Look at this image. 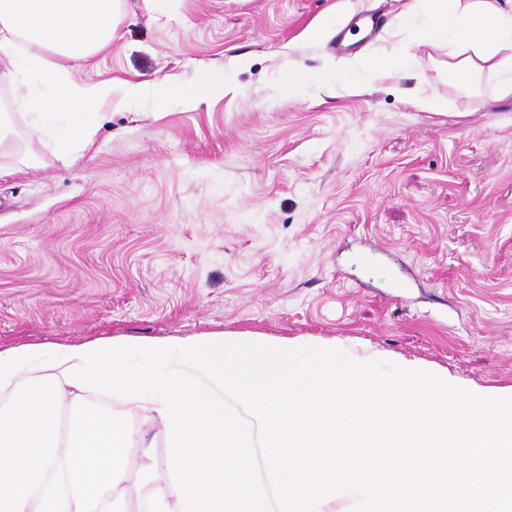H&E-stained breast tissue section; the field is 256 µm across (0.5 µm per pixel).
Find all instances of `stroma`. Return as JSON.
Wrapping results in <instances>:
<instances>
[{
  "mask_svg": "<svg viewBox=\"0 0 512 512\" xmlns=\"http://www.w3.org/2000/svg\"><path fill=\"white\" fill-rule=\"evenodd\" d=\"M400 0H125L77 83L194 80L235 93L160 110L100 104L76 164L0 154V348L216 331L339 341L512 384V99L476 88L400 25ZM335 14L319 39L313 27ZM416 55L401 82L374 58ZM359 59L354 86H280ZM91 402L152 444L129 512L171 490L168 435L120 396Z\"/></svg>",
  "mask_w": 512,
  "mask_h": 512,
  "instance_id": "35a3bbf8",
  "label": "stroma"
}]
</instances>
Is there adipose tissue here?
Here are the masks:
<instances>
[{"mask_svg": "<svg viewBox=\"0 0 512 512\" xmlns=\"http://www.w3.org/2000/svg\"><path fill=\"white\" fill-rule=\"evenodd\" d=\"M122 2L0 0V53L11 56L23 76L13 112L0 113V149L13 146L18 114L29 139L50 141L56 157L72 165L92 145L99 104L113 91L126 101L150 97L160 107L223 94L219 68L201 70L185 84L73 82L65 62L87 61L111 46ZM400 17L417 24L420 44L446 51L462 80L488 70L497 77L498 96H512V0H405Z\"/></svg>", "mask_w": 512, "mask_h": 512, "instance_id": "obj_1", "label": "adipose tissue"}]
</instances>
